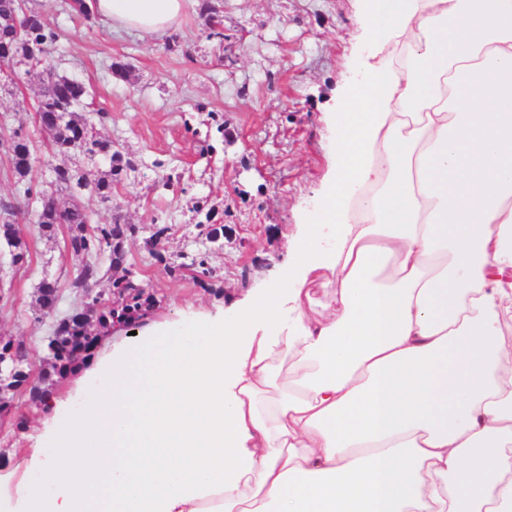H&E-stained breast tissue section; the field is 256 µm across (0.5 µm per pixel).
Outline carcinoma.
I'll return each mask as SVG.
<instances>
[{"label": "carcinoma", "instance_id": "obj_1", "mask_svg": "<svg viewBox=\"0 0 512 512\" xmlns=\"http://www.w3.org/2000/svg\"><path fill=\"white\" fill-rule=\"evenodd\" d=\"M15 9V0H0V39L13 40L12 60L17 64L26 63L32 53V48L39 45L45 48V57H50V49L45 34V23L42 15L27 8V31L15 35L11 33L6 19ZM52 97L57 109L44 111L46 126L52 135L55 152L66 153L69 146L79 140L80 130L86 122L82 115L85 97L88 95L85 85L80 83H63L52 88ZM86 152L93 155H105L109 159V170L101 178L88 181L93 194L104 202L112 201V177L120 172L122 158L119 153L112 151V142L96 139L89 141ZM17 182L26 184L31 180V170L24 155H19L10 166ZM88 173L76 168L70 170L56 182V192L45 194L39 199L37 210V225L41 236L53 238L57 227L68 225V236L64 240L67 251L82 258L71 281V288L77 297V304L66 317L57 321L47 348L48 358L41 365L38 377L45 386L56 384L59 380L72 373L73 367L93 356L99 347L101 333L112 328V319L131 316L140 317V311L150 306L152 298L138 291L141 284L127 278L129 269L124 268V276L112 281L116 289H137L130 294L118 311L112 309V300L95 303V299L87 298L89 288L105 276L102 266L97 261V255L102 249L108 250L109 266L112 271L126 262L127 253L124 249L126 240L135 236L136 228L132 224L121 223L120 218H113L111 224H91L90 216L72 199L74 189L79 182L87 178ZM66 192L70 199L61 200L58 193ZM0 235L15 248L13 262L26 263L28 247L18 236L15 226L11 223L0 225ZM56 287L51 282H41L37 287V304L43 311L54 307ZM32 370L25 354L15 350V362L12 370L0 376V397L15 394L32 395L34 401L42 399V395L30 386Z\"/></svg>", "mask_w": 512, "mask_h": 512}]
</instances>
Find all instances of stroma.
Listing matches in <instances>:
<instances>
[{
    "label": "stroma",
    "mask_w": 512,
    "mask_h": 512,
    "mask_svg": "<svg viewBox=\"0 0 512 512\" xmlns=\"http://www.w3.org/2000/svg\"><path fill=\"white\" fill-rule=\"evenodd\" d=\"M35 3L56 36V71L86 86V114L128 162L111 203L88 194L80 203L94 223L117 216L138 227L128 262L156 298L144 323L212 311L277 280L288 240L300 224L319 221L341 93L361 80L356 61L371 50L360 37V0H186L176 26L152 36L113 29L71 11L67 0ZM117 62L124 74H115ZM42 89L33 74L0 85V134L32 135V185L44 192L50 153L35 114ZM9 169L0 154V200L18 205L15 227L30 257L13 266L10 247L0 244V335L23 343L39 365L53 325L75 304L70 282L81 260L64 248L66 229L52 241L40 237ZM215 224L224 235L214 243ZM161 226L181 266L173 275L142 246ZM204 252L212 274L202 279L192 261ZM46 278L58 298L43 313L36 288ZM38 418L19 398L12 418L0 420V470L20 463Z\"/></svg>",
    "instance_id": "35a3bbf8"
}]
</instances>
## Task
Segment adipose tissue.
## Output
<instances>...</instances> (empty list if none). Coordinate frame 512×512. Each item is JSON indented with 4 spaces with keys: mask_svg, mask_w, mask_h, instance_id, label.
<instances>
[{
    "mask_svg": "<svg viewBox=\"0 0 512 512\" xmlns=\"http://www.w3.org/2000/svg\"><path fill=\"white\" fill-rule=\"evenodd\" d=\"M85 2L145 35L182 8ZM364 9L365 80L280 280L79 370L0 512H512V0Z\"/></svg>",
    "mask_w": 512,
    "mask_h": 512,
    "instance_id": "ef3b65f1",
    "label": "adipose tissue"
}]
</instances>
